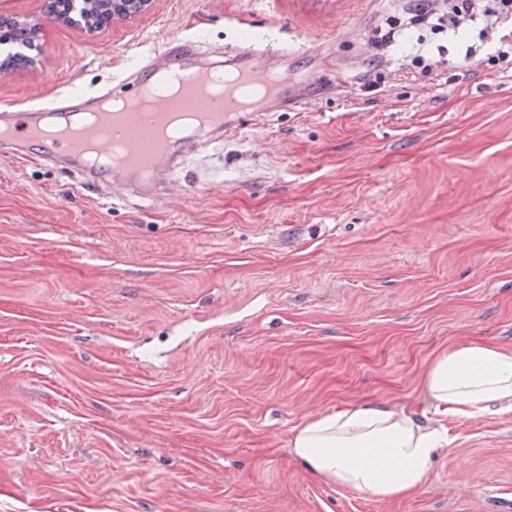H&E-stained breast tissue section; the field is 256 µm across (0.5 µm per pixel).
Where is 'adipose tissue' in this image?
<instances>
[{"label": "adipose tissue", "mask_w": 512, "mask_h": 512, "mask_svg": "<svg viewBox=\"0 0 512 512\" xmlns=\"http://www.w3.org/2000/svg\"><path fill=\"white\" fill-rule=\"evenodd\" d=\"M431 417L357 403L305 419L291 451L326 484L382 500L419 491L448 446V420L512 412V350L478 341L437 355L423 379Z\"/></svg>", "instance_id": "adipose-tissue-1"}]
</instances>
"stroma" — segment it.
Returning <instances> with one entry per match:
<instances>
[{"mask_svg": "<svg viewBox=\"0 0 512 512\" xmlns=\"http://www.w3.org/2000/svg\"><path fill=\"white\" fill-rule=\"evenodd\" d=\"M43 7L6 0L42 28L0 110L110 88L186 38L200 65L277 44L248 63L287 71L291 101L193 154L174 198L0 156V512H512V413L449 420L398 500L290 448L355 403L423 415L454 343L512 348V70L493 47L424 26L372 44L406 0H154L92 34Z\"/></svg>", "mask_w": 512, "mask_h": 512, "instance_id": "1", "label": "stroma"}]
</instances>
